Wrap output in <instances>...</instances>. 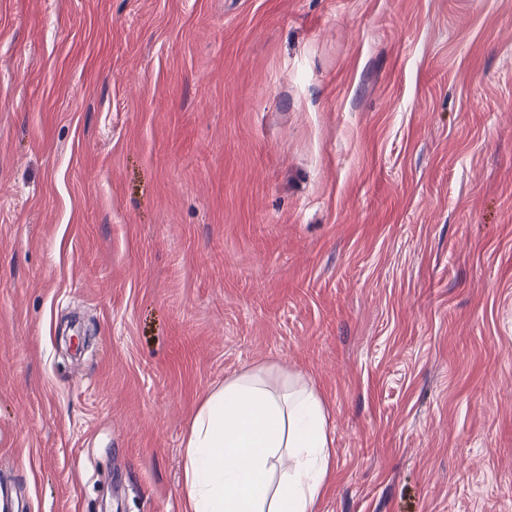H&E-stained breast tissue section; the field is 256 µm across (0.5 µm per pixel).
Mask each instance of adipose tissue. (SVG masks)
I'll use <instances>...</instances> for the list:
<instances>
[{"label": "adipose tissue", "instance_id": "obj_1", "mask_svg": "<svg viewBox=\"0 0 512 512\" xmlns=\"http://www.w3.org/2000/svg\"><path fill=\"white\" fill-rule=\"evenodd\" d=\"M328 419L314 383L276 366L226 377L190 419L184 512H314L333 469Z\"/></svg>", "mask_w": 512, "mask_h": 512}]
</instances>
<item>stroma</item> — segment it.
<instances>
[{"instance_id":"35a3bbf8","label":"stroma","mask_w":512,"mask_h":512,"mask_svg":"<svg viewBox=\"0 0 512 512\" xmlns=\"http://www.w3.org/2000/svg\"><path fill=\"white\" fill-rule=\"evenodd\" d=\"M272 363L317 512H512V0H0L19 512H183L191 416Z\"/></svg>"}]
</instances>
